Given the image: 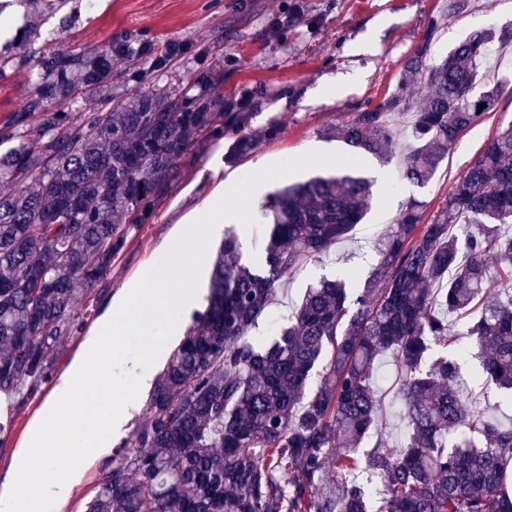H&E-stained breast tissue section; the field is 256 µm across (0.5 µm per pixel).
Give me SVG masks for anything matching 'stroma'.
I'll list each match as a JSON object with an SVG mask.
<instances>
[{"instance_id": "obj_1", "label": "stroma", "mask_w": 512, "mask_h": 512, "mask_svg": "<svg viewBox=\"0 0 512 512\" xmlns=\"http://www.w3.org/2000/svg\"><path fill=\"white\" fill-rule=\"evenodd\" d=\"M436 19L442 25L433 33L429 26ZM509 24L512 0H469L468 8L453 16L448 0H82L75 24L63 23L58 15L42 20L39 46L59 51L98 49L124 34L207 47L209 62L224 76L225 111L248 112L252 120L246 128L229 129L223 139L197 147L192 161H180L182 177L157 202L152 219L130 230L124 250L81 314L80 328L57 355L52 380L39 383L25 399L0 397V421L10 425L0 434V483L7 480L51 396L55 377L66 370L99 316L158 260L167 240L197 220L220 183L311 150H344L337 128L397 92L402 64L419 47L438 59L475 30ZM492 76L499 85L493 106L457 138L425 186H414L401 175L408 117L392 113L396 158L385 166L369 163L363 170L374 182L369 213L350 238L308 262L270 308L266 325L291 315L314 278L347 270L354 273L356 287H363L376 264L377 243L410 201L420 202L422 223L434 219L455 182L512 123V47L504 49ZM242 136L251 139L252 150L230 156V145ZM141 424L134 419L111 453L86 467L62 512H83L102 475L134 448Z\"/></svg>"}]
</instances>
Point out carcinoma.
Here are the masks:
<instances>
[{
	"instance_id": "1",
	"label": "carcinoma",
	"mask_w": 512,
	"mask_h": 512,
	"mask_svg": "<svg viewBox=\"0 0 512 512\" xmlns=\"http://www.w3.org/2000/svg\"><path fill=\"white\" fill-rule=\"evenodd\" d=\"M72 0H23L24 38ZM512 26L477 31L438 61L419 48L403 84L432 91L414 107L395 93L336 133L350 154L394 156L389 116L411 112L402 177L424 185L459 134L476 125L498 84L474 95L478 66ZM208 49L116 37L96 50L0 53V79L36 74L25 102L0 120V392L25 395L49 379L76 305L125 247L123 224L150 221L199 141L246 127L224 111L209 66L186 88L124 83L164 74ZM69 102L74 111L55 105ZM258 221L262 255L244 256L230 229L218 248L208 303L155 377L136 447L99 479L85 512H512V426L468 407L460 360L477 350L475 377L512 401V124L477 157L429 224L418 203L377 247L359 292L346 272L306 288L275 335L256 330L304 262L365 218L372 183L347 166L304 182L279 179ZM472 318L471 348H448V315ZM395 367L403 440L383 438L376 363Z\"/></svg>"
}]
</instances>
